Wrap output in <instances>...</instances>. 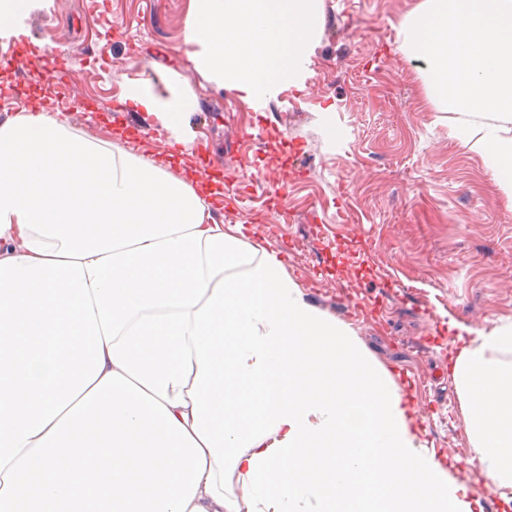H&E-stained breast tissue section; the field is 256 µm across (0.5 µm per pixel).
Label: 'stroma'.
I'll list each match as a JSON object with an SVG mask.
<instances>
[{
	"label": "stroma",
	"instance_id": "35a3bbf8",
	"mask_svg": "<svg viewBox=\"0 0 512 512\" xmlns=\"http://www.w3.org/2000/svg\"><path fill=\"white\" fill-rule=\"evenodd\" d=\"M35 0L24 37L33 53L0 93V123L33 107L26 91L48 65L81 74L65 112L76 135L148 157L167 135L125 108L134 81L190 96L184 157L222 161L219 223L248 224L282 253L307 300L347 324L409 403L411 426L473 512L488 500L461 399L448 372L462 338L512 323V202L483 156L450 134L462 122L426 101L419 63L401 51L418 0H322L303 76L250 102L188 62L192 0Z\"/></svg>",
	"mask_w": 512,
	"mask_h": 512
}]
</instances>
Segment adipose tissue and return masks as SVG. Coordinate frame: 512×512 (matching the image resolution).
Segmentation results:
<instances>
[{
  "instance_id": "adipose-tissue-1",
  "label": "adipose tissue",
  "mask_w": 512,
  "mask_h": 512,
  "mask_svg": "<svg viewBox=\"0 0 512 512\" xmlns=\"http://www.w3.org/2000/svg\"><path fill=\"white\" fill-rule=\"evenodd\" d=\"M175 143L190 101L132 84ZM512 504V324L450 366ZM241 493H234L233 484ZM471 512L348 325L282 255L212 219L193 176L0 124V512Z\"/></svg>"
}]
</instances>
